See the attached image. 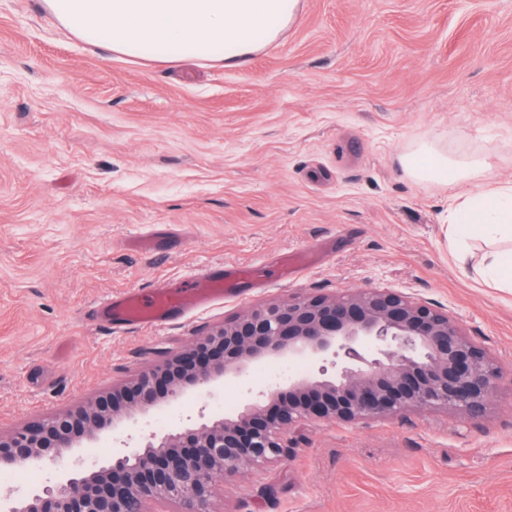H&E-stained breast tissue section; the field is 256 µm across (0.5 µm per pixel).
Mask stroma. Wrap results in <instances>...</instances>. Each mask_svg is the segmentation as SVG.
<instances>
[{"instance_id": "stroma-1", "label": "stroma", "mask_w": 512, "mask_h": 512, "mask_svg": "<svg viewBox=\"0 0 512 512\" xmlns=\"http://www.w3.org/2000/svg\"><path fill=\"white\" fill-rule=\"evenodd\" d=\"M441 136L512 183V0H301L241 68L92 48L43 0H0V431L148 370L297 293L389 288L448 311L504 379L468 419L412 408L307 423L293 455L219 483L213 512H512V289L458 249L448 200L399 157ZM248 265L223 300L115 327L108 296ZM238 407L228 377L151 429Z\"/></svg>"}]
</instances>
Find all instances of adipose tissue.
Masks as SVG:
<instances>
[{"mask_svg": "<svg viewBox=\"0 0 512 512\" xmlns=\"http://www.w3.org/2000/svg\"><path fill=\"white\" fill-rule=\"evenodd\" d=\"M44 2L59 24L94 48L134 56L153 44L163 49L167 61L181 62L224 42L233 47L223 58L225 66L240 68L296 21L300 0ZM401 164L416 181L476 184V191L449 207L452 229L474 227L489 235L512 232V184L485 186L486 156L455 155L427 139L404 152Z\"/></svg>", "mask_w": 512, "mask_h": 512, "instance_id": "obj_1", "label": "adipose tissue"}]
</instances>
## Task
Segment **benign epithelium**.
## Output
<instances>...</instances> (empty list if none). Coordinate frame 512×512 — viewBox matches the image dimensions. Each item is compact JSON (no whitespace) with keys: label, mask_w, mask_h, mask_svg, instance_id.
<instances>
[{"label":"benign epithelium","mask_w":512,"mask_h":512,"mask_svg":"<svg viewBox=\"0 0 512 512\" xmlns=\"http://www.w3.org/2000/svg\"><path fill=\"white\" fill-rule=\"evenodd\" d=\"M268 358L319 364L321 379L253 385ZM238 379L240 409L226 418L201 408L169 429L138 422L188 390ZM502 373L484 347L434 304L388 288L336 296L298 295L211 328L155 368L110 394L3 435L0 470L50 465L58 479L23 497L0 498V512H145L174 501L183 512H211L214 485L247 466L292 455L290 434L304 422L356 423L410 408H451L478 418L496 397ZM112 429V453L87 468L75 449Z\"/></svg>","instance_id":"1"}]
</instances>
